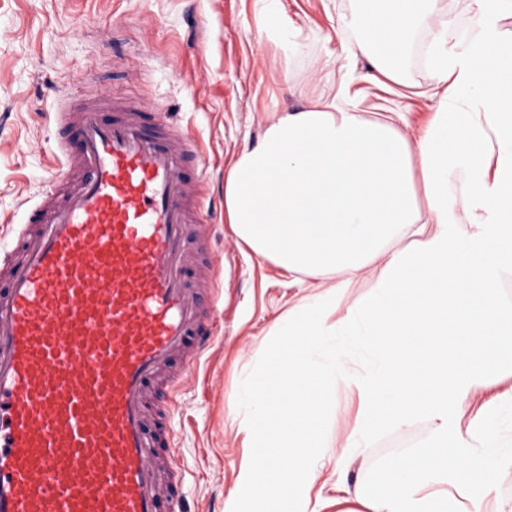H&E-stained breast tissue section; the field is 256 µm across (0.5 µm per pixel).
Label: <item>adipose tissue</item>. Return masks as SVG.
Returning <instances> with one entry per match:
<instances>
[{
  "label": "adipose tissue",
  "instance_id": "adipose-tissue-1",
  "mask_svg": "<svg viewBox=\"0 0 512 512\" xmlns=\"http://www.w3.org/2000/svg\"><path fill=\"white\" fill-rule=\"evenodd\" d=\"M356 2L360 35L345 51L394 84L428 31L434 110L412 137L401 114L368 120L333 100L273 112L226 171L225 223L290 281L312 282L236 394L249 455L224 512H317L340 382L361 400L343 454L421 415L436 436L357 494L367 512H452L449 488L489 490L512 464L501 430L512 388L480 397L491 370L512 371V307L498 296L512 272V33L500 26L512 0H472L461 44L448 41L446 0ZM373 261L375 285L339 312ZM357 351L374 363L353 373Z\"/></svg>",
  "mask_w": 512,
  "mask_h": 512
}]
</instances>
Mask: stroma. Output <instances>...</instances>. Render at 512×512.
Returning a JSON list of instances; mask_svg holds the SVG:
<instances>
[{"instance_id":"1","label":"stroma","mask_w":512,"mask_h":512,"mask_svg":"<svg viewBox=\"0 0 512 512\" xmlns=\"http://www.w3.org/2000/svg\"><path fill=\"white\" fill-rule=\"evenodd\" d=\"M310 36L290 62L265 32V0H0V242L58 181L53 112L60 94L74 103L124 95L200 145L204 194L224 199V174L255 144L268 113L307 106L324 92L345 96L365 117L401 112L408 134L429 119L433 79L428 33L406 66L407 84L378 77L366 60L346 59L354 41V0H280ZM212 263L221 292L212 342L183 387L170 396L175 460L188 512H224L244 457L236 392L259 361L273 322L299 298V285L256 256L216 215ZM358 401L336 387L328 433L344 443ZM434 441L423 417L388 427L346 462L339 488L325 487L319 512H336L338 492L367 489L395 458L423 454Z\"/></svg>"}]
</instances>
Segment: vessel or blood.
Returning <instances> with one entry per match:
<instances>
[{"label": "vessel or blood", "instance_id": "obj_1", "mask_svg": "<svg viewBox=\"0 0 512 512\" xmlns=\"http://www.w3.org/2000/svg\"><path fill=\"white\" fill-rule=\"evenodd\" d=\"M55 127L72 180L0 245V512H186L166 398L218 306L200 148L106 97Z\"/></svg>", "mask_w": 512, "mask_h": 512}]
</instances>
